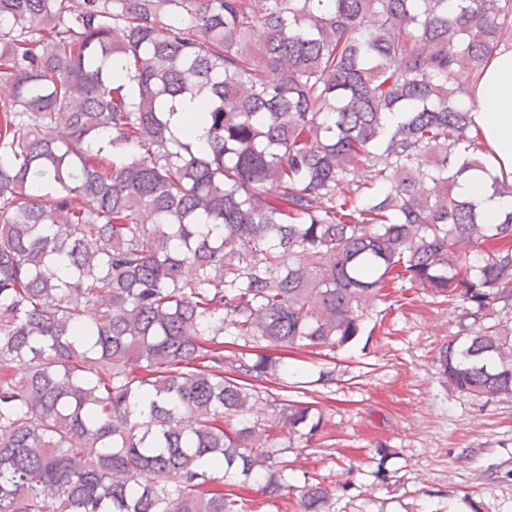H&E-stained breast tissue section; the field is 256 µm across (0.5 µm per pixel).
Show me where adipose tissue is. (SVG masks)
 <instances>
[{
  "label": "adipose tissue",
  "mask_w": 512,
  "mask_h": 512,
  "mask_svg": "<svg viewBox=\"0 0 512 512\" xmlns=\"http://www.w3.org/2000/svg\"><path fill=\"white\" fill-rule=\"evenodd\" d=\"M472 91L480 103L473 112V129L485 148V167L460 178L457 191L475 203L485 223H499L512 210V196L492 195L489 184L499 179L512 184V45L491 53Z\"/></svg>",
  "instance_id": "1"
}]
</instances>
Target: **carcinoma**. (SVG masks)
<instances>
[{"label": "carcinoma", "instance_id": "obj_1", "mask_svg": "<svg viewBox=\"0 0 512 512\" xmlns=\"http://www.w3.org/2000/svg\"><path fill=\"white\" fill-rule=\"evenodd\" d=\"M502 43L512 0H0V512H331L275 386L398 283L466 304L448 390L512 399V211L456 192Z\"/></svg>", "mask_w": 512, "mask_h": 512}]
</instances>
